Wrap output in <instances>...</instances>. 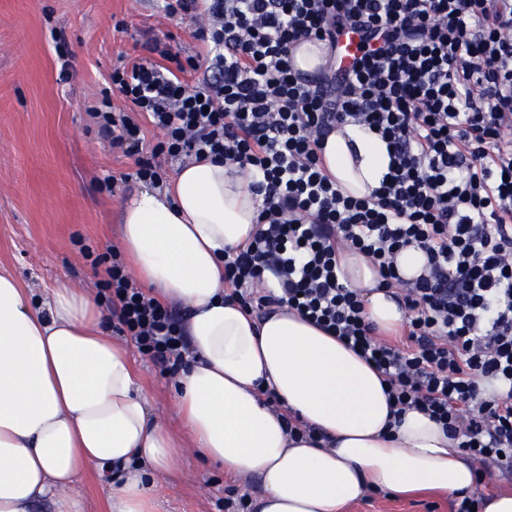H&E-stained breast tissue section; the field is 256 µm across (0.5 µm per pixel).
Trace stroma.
<instances>
[{
	"mask_svg": "<svg viewBox=\"0 0 512 512\" xmlns=\"http://www.w3.org/2000/svg\"><path fill=\"white\" fill-rule=\"evenodd\" d=\"M161 0H0V270L34 294L67 280L100 288L105 271L82 253L119 250L125 200L142 183L136 160L102 139L89 105L122 61L143 55L148 38L181 56L202 52L189 18L165 17ZM65 35L62 67L50 33ZM139 381L173 431L170 374L133 352ZM180 475L158 486L156 512H224L223 471L192 448L178 451ZM344 512H449L446 497L375 496Z\"/></svg>",
	"mask_w": 512,
	"mask_h": 512,
	"instance_id": "obj_1",
	"label": "stroma"
}]
</instances>
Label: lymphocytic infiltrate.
<instances>
[{"instance_id":"lymphocytic-infiltrate-1","label":"lymphocytic infiltrate","mask_w":512,"mask_h":512,"mask_svg":"<svg viewBox=\"0 0 512 512\" xmlns=\"http://www.w3.org/2000/svg\"><path fill=\"white\" fill-rule=\"evenodd\" d=\"M163 10L198 21L208 65L178 64L147 40L146 56L111 75L136 111L102 100L101 135L136 156V178L153 185L160 154L249 170L257 229L224 251L225 300L259 317L297 311L372 364L398 412L427 414L463 454L511 477L512 0H164ZM348 30L361 53L344 77L331 61L317 85L293 74L297 45L332 47ZM139 113L163 134L148 157ZM345 124L388 150L385 183L361 198L323 161L326 137ZM344 246L370 259L404 310L405 343L379 338L360 292L341 283ZM408 247L426 259L413 279L397 265ZM106 274L114 332L177 373L181 319L120 262ZM482 377L502 392L484 396Z\"/></svg>"}]
</instances>
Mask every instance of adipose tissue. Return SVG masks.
<instances>
[{
    "instance_id": "ef3b65f1",
    "label": "adipose tissue",
    "mask_w": 512,
    "mask_h": 512,
    "mask_svg": "<svg viewBox=\"0 0 512 512\" xmlns=\"http://www.w3.org/2000/svg\"><path fill=\"white\" fill-rule=\"evenodd\" d=\"M324 161L343 191L363 197L389 157L376 135L346 125L328 136ZM249 184L222 161L192 160L121 213L136 276L187 312L192 357L174 394L192 446L228 478L260 484L256 512H343L377 488L399 498L473 491V461L427 415H395L382 375L336 337L285 307L258 318L225 301L224 250L256 229ZM338 264L367 318L397 333L404 312L368 259L345 250ZM107 319L89 289L61 284L36 299L0 272V512H85L75 484L88 470L107 481L109 512H155L157 476L177 475V439ZM286 410L317 438H291Z\"/></svg>"
}]
</instances>
